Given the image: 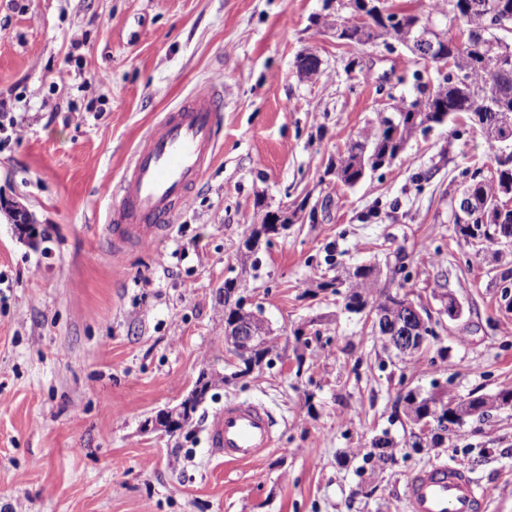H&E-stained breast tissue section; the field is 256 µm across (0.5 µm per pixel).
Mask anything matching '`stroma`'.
Here are the masks:
<instances>
[{
	"mask_svg": "<svg viewBox=\"0 0 512 512\" xmlns=\"http://www.w3.org/2000/svg\"><path fill=\"white\" fill-rule=\"evenodd\" d=\"M326 0H0V512H410L408 478L442 461L512 512V409L466 436L414 445L403 400L512 388V314L493 255L455 231L449 202L497 151L466 114L416 133L353 187L325 170L414 98L434 65L405 47L337 44ZM316 55L303 79L299 56ZM224 81L216 157L173 227L113 257L111 190L160 117ZM317 206L240 255L266 214ZM26 211L21 232L8 210ZM403 266L410 299L460 319L413 360L323 281ZM240 279L271 328L273 364L236 375L224 281ZM304 328L298 341L294 328ZM212 386L192 422L155 419ZM263 405L276 445L228 463L209 444L225 401ZM389 435L392 460L366 462Z\"/></svg>",
	"mask_w": 512,
	"mask_h": 512,
	"instance_id": "stroma-1",
	"label": "stroma"
}]
</instances>
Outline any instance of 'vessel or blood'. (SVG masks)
I'll return each mask as SVG.
<instances>
[{
	"label": "vessel or blood",
	"mask_w": 512,
	"mask_h": 512,
	"mask_svg": "<svg viewBox=\"0 0 512 512\" xmlns=\"http://www.w3.org/2000/svg\"><path fill=\"white\" fill-rule=\"evenodd\" d=\"M220 88L193 95L167 113L135 149L109 215L112 253L150 246L170 229L188 193L215 159L222 126ZM275 421L249 402L225 403L211 435L225 462H249L274 447ZM411 512H484L487 492L467 471L440 463L406 485Z\"/></svg>",
	"instance_id": "1"
}]
</instances>
